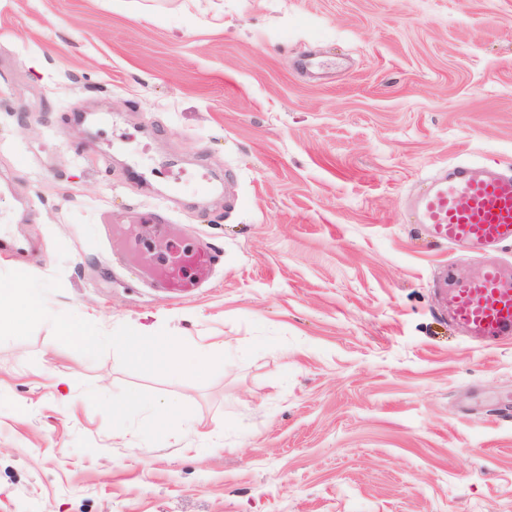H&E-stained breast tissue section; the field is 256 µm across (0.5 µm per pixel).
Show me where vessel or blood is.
I'll use <instances>...</instances> for the list:
<instances>
[{"label":"vessel or blood","mask_w":512,"mask_h":512,"mask_svg":"<svg viewBox=\"0 0 512 512\" xmlns=\"http://www.w3.org/2000/svg\"><path fill=\"white\" fill-rule=\"evenodd\" d=\"M413 223L432 240L475 253H493L512 244V173L457 163L428 179L408 206ZM211 264L207 246L183 253L177 261H150L153 280L180 292L197 286ZM438 295L453 321L493 345L512 335V280L495 264L465 281L445 271Z\"/></svg>","instance_id":"vessel-or-blood-1"}]
</instances>
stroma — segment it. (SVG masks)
I'll return each instance as SVG.
<instances>
[{
  "instance_id": "obj_1",
  "label": "stroma",
  "mask_w": 512,
  "mask_h": 512,
  "mask_svg": "<svg viewBox=\"0 0 512 512\" xmlns=\"http://www.w3.org/2000/svg\"><path fill=\"white\" fill-rule=\"evenodd\" d=\"M127 2L0 0V288L46 309H0V512H512V340L450 324L481 260L406 221L512 168V0ZM155 208L203 287L125 271L100 215ZM144 325L206 370L113 344ZM18 298H21L32 314L43 315L45 308L40 296L24 288H1L0 289V309L3 306L11 305Z\"/></svg>"
}]
</instances>
